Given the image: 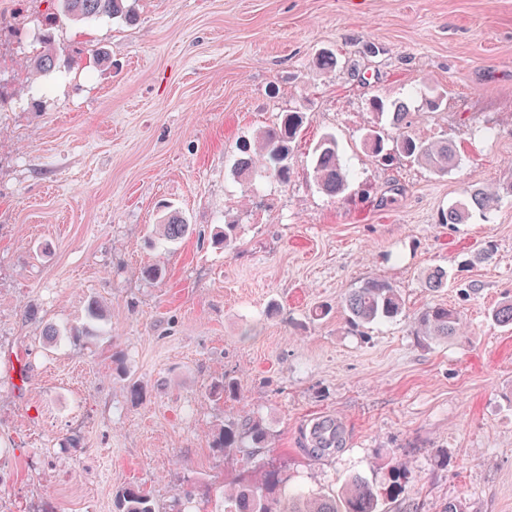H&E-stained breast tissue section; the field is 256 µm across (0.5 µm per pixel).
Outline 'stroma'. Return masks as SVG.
<instances>
[{"label": "stroma", "mask_w": 512, "mask_h": 512, "mask_svg": "<svg viewBox=\"0 0 512 512\" xmlns=\"http://www.w3.org/2000/svg\"><path fill=\"white\" fill-rule=\"evenodd\" d=\"M133 7L130 25L59 18L72 63L33 81L23 63L58 0H0V512H115L130 484L157 512H224L225 484L258 465L286 491L331 494L353 476L383 486L395 462L411 512H512V329L489 316L512 297V194L441 221L471 189L512 185V0ZM325 50L338 67L317 65ZM430 89L442 111L422 109ZM375 95L407 103L417 135L454 140L460 164L367 156ZM287 109L308 115L292 178L244 196L237 148ZM327 132L356 173L336 199L311 172ZM168 208L194 231L153 247ZM228 220L227 252L213 236ZM155 264L164 277L144 279ZM435 268L448 286L432 292ZM372 278L404 312L352 328L338 304ZM432 302L460 311L464 335L413 336ZM321 304L331 315L312 319ZM226 377L237 399L213 394ZM321 417L345 441L312 457ZM253 421L268 447H213Z\"/></svg>", "instance_id": "obj_1"}]
</instances>
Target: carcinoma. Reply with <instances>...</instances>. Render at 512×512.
I'll use <instances>...</instances> for the list:
<instances>
[{
  "label": "carcinoma",
  "instance_id": "obj_1",
  "mask_svg": "<svg viewBox=\"0 0 512 512\" xmlns=\"http://www.w3.org/2000/svg\"><path fill=\"white\" fill-rule=\"evenodd\" d=\"M59 3L62 14L71 20L101 17L131 20L134 17L129 0H59ZM56 64L54 35L52 28L47 27L31 67L35 73L42 74L52 71ZM369 108L377 121L363 135L362 145L372 159L388 164L404 158L438 174H446L460 163L452 141H429L409 132L413 124L412 113L404 103L375 95L369 99ZM307 122L303 112H283L275 122L258 130L253 141L239 148L234 173L244 194L256 189L259 178L272 177L288 183L289 160ZM313 154L312 175L317 187L332 199L341 197L354 178V172L343 161L336 137L331 133L323 134ZM500 198L501 188L497 186L476 188L450 205L442 222L464 224L475 210L488 212L495 209ZM192 232L191 225L176 213L163 215L156 228L158 239L163 243L181 240ZM341 307L350 324L358 327L397 318L403 313L404 303L392 283L368 279L350 289L341 301ZM491 319L500 326H512V299L498 303L491 311ZM412 326L417 336L430 339L460 336L464 329L460 311L442 303L428 304L418 311ZM245 439L255 448L269 446L268 432L258 423L244 429L226 424L216 434L213 444L227 452L241 447ZM408 483L406 468L394 465L384 493L363 478L354 477L337 495L297 494L285 501L280 495L277 471L266 467L255 483L224 490V512H381L383 498L398 500L405 494ZM117 502L118 512H156L150 496L138 486L123 488Z\"/></svg>",
  "mask_w": 512,
  "mask_h": 512
}]
</instances>
